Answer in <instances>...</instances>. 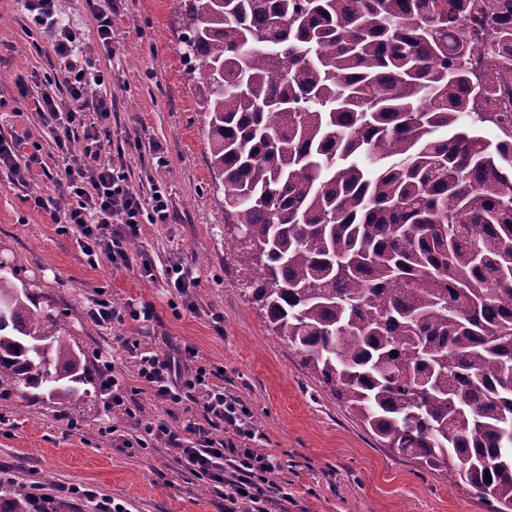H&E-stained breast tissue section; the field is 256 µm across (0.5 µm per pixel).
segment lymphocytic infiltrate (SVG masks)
I'll return each mask as SVG.
<instances>
[{
	"instance_id": "1",
	"label": "lymphocytic infiltrate",
	"mask_w": 512,
	"mask_h": 512,
	"mask_svg": "<svg viewBox=\"0 0 512 512\" xmlns=\"http://www.w3.org/2000/svg\"><path fill=\"white\" fill-rule=\"evenodd\" d=\"M26 32L32 33L29 49L39 56L64 59L62 73L44 79L36 89H23L35 111L65 112L66 122L56 131L51 155L62 179L56 180L58 197H35L36 207H50L61 231L76 228L83 239L90 265L106 258L112 267L129 263L128 244L139 236L142 223L167 224L172 219L169 196L159 185L141 191L131 181L127 167L103 161L98 151L77 155L72 143L84 127L86 113H96L107 122L114 107L111 96L102 93L103 70L75 55L77 36L60 25L55 0H25ZM183 356L151 354L141 356L138 375L152 390L154 398L174 406L191 401L201 404L203 423L191 422L185 430L192 440L183 442L167 423L145 425L143 438L125 440V447H145L147 441L163 442L175 453L182 474L205 481L224 499V512H272L288 498V489L276 481L280 465L258 450L262 436L250 412L239 399L225 393L210 380L211 371L188 368Z\"/></svg>"
}]
</instances>
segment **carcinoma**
<instances>
[{
    "label": "carcinoma",
    "mask_w": 512,
    "mask_h": 512,
    "mask_svg": "<svg viewBox=\"0 0 512 512\" xmlns=\"http://www.w3.org/2000/svg\"><path fill=\"white\" fill-rule=\"evenodd\" d=\"M230 259L273 335L383 448L512 512V130L473 0H179ZM484 6L512 68V28ZM491 127L497 140L481 135ZM0 262V391L92 384ZM0 512H65L23 485ZM468 26L472 34L471 41L474 46H477V49H472V52L468 55V66L479 76L488 75L495 79V76H491V74L497 72L493 63L497 57V52L495 53L492 49V39L488 36V31L478 22H469ZM509 75L503 83L494 80L496 90L488 102V108L491 112H503L512 122V73Z\"/></svg>",
    "instance_id": "obj_1"
}]
</instances>
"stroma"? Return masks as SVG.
Segmentation results:
<instances>
[{"instance_id": "1", "label": "stroma", "mask_w": 512, "mask_h": 512, "mask_svg": "<svg viewBox=\"0 0 512 512\" xmlns=\"http://www.w3.org/2000/svg\"><path fill=\"white\" fill-rule=\"evenodd\" d=\"M112 12L113 55L95 38L94 8ZM57 15L79 36V52L109 69L116 95L112 144L123 147L134 184H158L174 215L169 224H143L128 245L129 264L91 267L77 231L60 233L35 196H55L41 167L53 151L52 131L61 116H41L20 86H35L63 71L62 60L32 55L24 31L22 0H0V135L23 136L40 145L25 187L0 171V258L15 264L17 288L35 293L40 305L64 318L71 345L92 366L111 361L118 387L140 408L129 419L106 393L77 396L65 405L40 403L14 393L0 398V467L14 481L39 482L47 493L79 485L124 501L129 512H224L223 497L204 481L179 476L171 452L159 443L127 449L122 439L141 425L168 422L182 431L202 421L200 405L171 409L154 401L137 377L141 355L190 347L196 364L219 370L218 384L251 412L263 434L261 450L276 457L290 497L284 512H491L468 489L378 447L299 358L266 328L235 271L224 258L233 241L224 226L221 196L213 188L208 146L196 88L182 59L184 18L179 0H57ZM165 164H157L153 145ZM149 261L153 278L140 277ZM179 262L198 282L193 307L169 288L165 270ZM105 289L121 319L99 324L87 311ZM151 307L150 321L129 312ZM137 339L129 350L121 337ZM114 427L101 435L102 427Z\"/></svg>"}]
</instances>
